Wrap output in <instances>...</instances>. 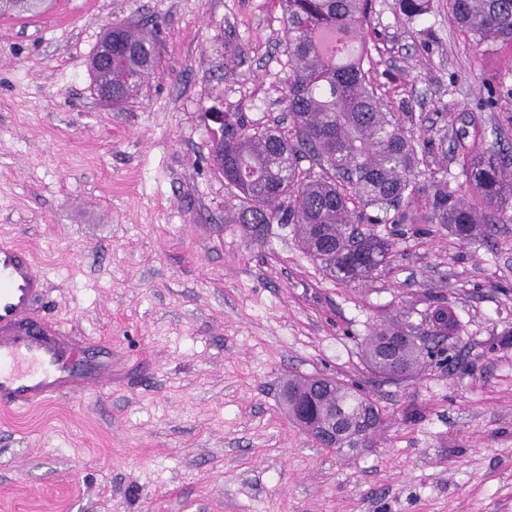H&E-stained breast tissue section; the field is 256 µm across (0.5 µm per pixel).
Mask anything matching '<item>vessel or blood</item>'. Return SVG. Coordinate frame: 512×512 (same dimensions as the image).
Segmentation results:
<instances>
[{
	"label": "vessel or blood",
	"instance_id": "vessel-or-blood-1",
	"mask_svg": "<svg viewBox=\"0 0 512 512\" xmlns=\"http://www.w3.org/2000/svg\"><path fill=\"white\" fill-rule=\"evenodd\" d=\"M46 279L31 254L0 239V405L23 410L112 384V363L82 362V347L59 323L38 315Z\"/></svg>",
	"mask_w": 512,
	"mask_h": 512
}]
</instances>
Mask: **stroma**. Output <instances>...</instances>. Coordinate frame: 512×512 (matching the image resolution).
Segmentation results:
<instances>
[{
	"label": "stroma",
	"instance_id": "35a3bbf8",
	"mask_svg": "<svg viewBox=\"0 0 512 512\" xmlns=\"http://www.w3.org/2000/svg\"><path fill=\"white\" fill-rule=\"evenodd\" d=\"M149 20L160 65L119 108L88 62L104 28ZM377 94L407 136L441 141L420 175L463 190L476 145L512 159V46L479 48L446 0L403 16L373 0ZM277 0H45L0 17V237L46 275L38 311L112 361V386L27 412L0 407V512H512V221L459 242L374 225L394 243L342 283L291 225L254 235L211 164L207 113L289 129ZM502 87L497 106L480 108ZM448 307L454 363L385 382L361 342L386 317ZM361 389L386 422L371 448H323L281 402L288 375Z\"/></svg>",
	"mask_w": 512,
	"mask_h": 512
}]
</instances>
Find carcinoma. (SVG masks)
<instances>
[{
    "label": "carcinoma",
    "mask_w": 512,
    "mask_h": 512,
    "mask_svg": "<svg viewBox=\"0 0 512 512\" xmlns=\"http://www.w3.org/2000/svg\"><path fill=\"white\" fill-rule=\"evenodd\" d=\"M284 5L288 75L284 103L288 133L274 127L224 123V166L218 172L241 200L236 223L261 234L271 224H291L299 247L330 277L342 282L373 278L393 257V242L357 224L365 210L383 213L404 206L392 224H440L462 242L490 230L488 217L512 208V164L486 147L463 155L460 164L469 191L448 192L433 185L428 217L409 215L420 195L416 177L438 150L432 142L407 137L399 116L382 108L366 65L371 48L365 37L372 0H280ZM431 0H397L412 19ZM43 0H0V15L35 14ZM448 15L477 46L512 44V0H448ZM351 46L338 58L326 50L330 37ZM121 64L112 68V106L137 95L159 67L156 28L112 26L103 38ZM309 168L301 167L302 161ZM361 356L378 375L402 381L426 366V346L403 323L386 318L361 342ZM284 406H303L306 433L321 447V429L336 427L334 450L367 448L382 427L380 407L368 396L329 377H291L283 385Z\"/></svg>",
    "instance_id": "1"
}]
</instances>
